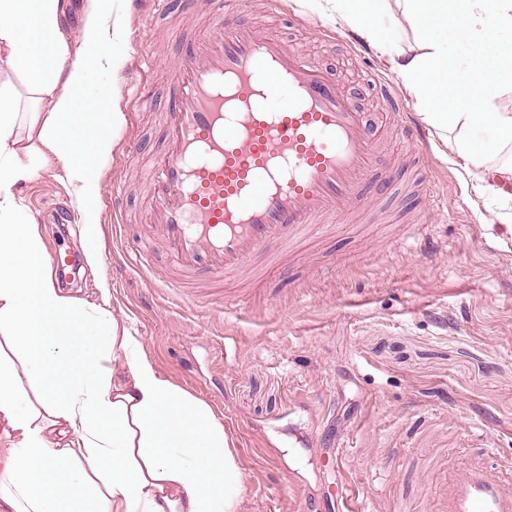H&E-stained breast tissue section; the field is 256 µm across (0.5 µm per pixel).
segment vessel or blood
Segmentation results:
<instances>
[{"mask_svg":"<svg viewBox=\"0 0 512 512\" xmlns=\"http://www.w3.org/2000/svg\"><path fill=\"white\" fill-rule=\"evenodd\" d=\"M204 35L183 39L171 71L165 147L145 173L148 228L181 271L237 275L272 245L348 214L395 177L334 76L225 0ZM436 512H512V462L443 472Z\"/></svg>","mask_w":512,"mask_h":512,"instance_id":"1","label":"vessel or blood"}]
</instances>
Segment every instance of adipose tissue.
Masks as SVG:
<instances>
[{
    "mask_svg": "<svg viewBox=\"0 0 512 512\" xmlns=\"http://www.w3.org/2000/svg\"><path fill=\"white\" fill-rule=\"evenodd\" d=\"M381 0H306L387 54L392 69L477 188L505 196L512 162L477 139L512 143V0H397L418 51L395 49L376 24ZM114 0H86L84 40L65 29L70 0H0V512H238L235 440L203 400L164 378L108 306L65 293L40 227L13 189L61 162L99 252V168L120 115L104 102L125 61L109 27ZM470 59L460 63V47ZM23 90H16L15 82ZM27 125L30 143L17 130Z\"/></svg>",
    "mask_w": 512,
    "mask_h": 512,
    "instance_id": "ef3b65f1",
    "label": "adipose tissue"
}]
</instances>
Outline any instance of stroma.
Listing matches in <instances>:
<instances>
[{
  "mask_svg": "<svg viewBox=\"0 0 512 512\" xmlns=\"http://www.w3.org/2000/svg\"><path fill=\"white\" fill-rule=\"evenodd\" d=\"M213 9L212 0H197L190 16L177 0L124 4L117 81L150 105L112 100L122 120L101 169L96 265L83 261L82 218L62 164L15 193L40 224L48 256L79 262L60 288L91 304L108 300L160 373L233 434L245 484L239 512H298L307 497L329 512L347 487L362 512H395L401 499L407 512H433L441 468L512 459V260L500 246L498 204L476 197L436 130L420 160L401 137H386L390 121L371 77L419 118L388 57L363 59L348 28L302 0H250L238 21L266 22L334 73L368 130L387 139L379 167L405 180L394 198L366 197L352 220L299 235L231 279L182 293L165 287L177 270L146 233L141 174L164 144L177 37ZM419 171L436 200L417 194ZM115 190L128 226L122 241L112 238ZM64 208L72 221L60 226ZM416 222L429 227L427 245L410 237ZM136 248L147 253L140 269L126 259ZM228 294L238 300L229 314Z\"/></svg>",
  "mask_w": 512,
  "mask_h": 512,
  "instance_id": "stroma-1",
  "label": "stroma"
}]
</instances>
